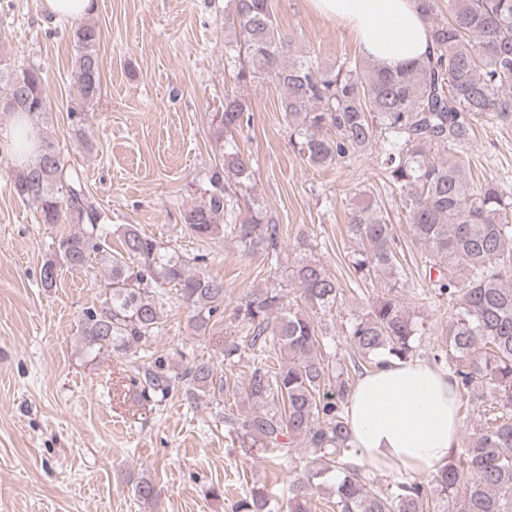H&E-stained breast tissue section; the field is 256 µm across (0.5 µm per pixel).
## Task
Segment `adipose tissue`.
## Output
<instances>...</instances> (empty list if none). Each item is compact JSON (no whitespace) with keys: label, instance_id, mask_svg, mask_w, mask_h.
<instances>
[{"label":"adipose tissue","instance_id":"1","mask_svg":"<svg viewBox=\"0 0 512 512\" xmlns=\"http://www.w3.org/2000/svg\"><path fill=\"white\" fill-rule=\"evenodd\" d=\"M340 24L377 65L393 68L434 50L419 0H307ZM38 134L28 119L0 127V147L16 165L34 158ZM348 424L360 459L420 475L449 461L461 427L447 373L418 360H394L364 374L347 400Z\"/></svg>","mask_w":512,"mask_h":512}]
</instances>
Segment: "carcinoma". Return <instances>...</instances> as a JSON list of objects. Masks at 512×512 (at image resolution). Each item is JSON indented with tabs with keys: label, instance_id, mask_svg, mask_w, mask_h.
<instances>
[{
	"label": "carcinoma",
	"instance_id": "obj_1",
	"mask_svg": "<svg viewBox=\"0 0 512 512\" xmlns=\"http://www.w3.org/2000/svg\"><path fill=\"white\" fill-rule=\"evenodd\" d=\"M227 15L234 39L227 41V64L245 82L271 80L282 88L281 112L290 142L313 167L348 165L380 147L378 165L385 185L400 195L414 237L424 246L425 263L437 271L418 299L448 301L447 350L433 356L448 368L456 396L489 397L488 417L448 462L439 465L428 488L401 471L390 472L385 489L369 487L367 470L347 422L346 401L353 384L349 369L324 354L326 336L317 316L337 307L340 285L322 263L302 258L288 277L304 307L287 301L283 288H250L233 310L242 335L224 341L229 368L250 354L253 368L245 387L217 376L207 360L195 359L172 373L151 350L167 304L188 310L196 333L224 316V280L210 273L211 257L185 258L123 224L120 246L112 248L99 211L88 203L83 179L67 165L54 142L41 136L34 161L13 173L21 200L37 205L45 224L77 222L52 242L41 267L45 288L56 285L58 264L87 272L97 260L107 268L102 300L83 310L80 337L91 355L111 352L131 357L129 378L144 398H165L176 389L195 403L198 393L237 398L252 404L246 415L216 403V416L251 448L276 450L286 459L293 444L303 449L302 468L289 476L286 498L277 501L257 489L235 512H311L321 487L334 484V512H512V195L495 182L474 186L467 148L487 117L512 126V0H420L435 51L428 58L381 68L343 57L331 67L294 50L279 27L272 0H233ZM77 53L71 80L84 101L101 92L97 46L102 33L86 21L76 27ZM50 110L40 70L0 67V112H21L39 124ZM246 102L224 97L214 113L218 153L205 196L185 208L181 221L200 239L224 226V237L243 254L280 266V227L254 190L253 157L234 134L249 125ZM348 232L360 244L351 265L359 279L382 273L399 281L398 239L393 225L372 200L350 208ZM413 318L393 298L372 302L349 331L363 363L414 357ZM160 489L150 480L135 496L150 504Z\"/></svg>",
	"mask_w": 512,
	"mask_h": 512
}]
</instances>
